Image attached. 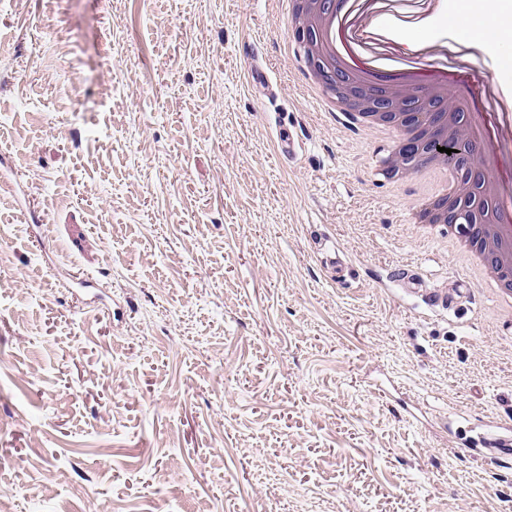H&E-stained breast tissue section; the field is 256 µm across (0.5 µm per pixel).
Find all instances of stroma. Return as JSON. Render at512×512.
Returning a JSON list of instances; mask_svg holds the SVG:
<instances>
[{"instance_id":"1","label":"stroma","mask_w":512,"mask_h":512,"mask_svg":"<svg viewBox=\"0 0 512 512\" xmlns=\"http://www.w3.org/2000/svg\"><path fill=\"white\" fill-rule=\"evenodd\" d=\"M291 30L285 0H0V512L512 501V314L401 224L424 178L378 184ZM502 60L469 66L512 136ZM499 433H494L486 440L485 457L491 463L512 462V428L503 425Z\"/></svg>"}]
</instances>
